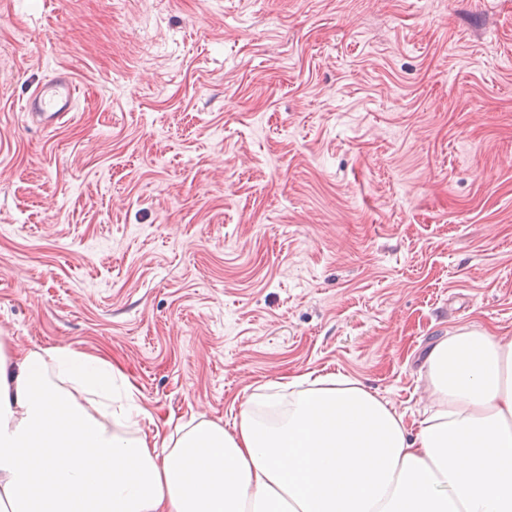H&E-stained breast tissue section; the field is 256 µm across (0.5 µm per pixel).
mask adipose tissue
<instances>
[{"mask_svg":"<svg viewBox=\"0 0 512 512\" xmlns=\"http://www.w3.org/2000/svg\"><path fill=\"white\" fill-rule=\"evenodd\" d=\"M424 367L410 422L303 373L276 417L254 394L170 431L106 358L0 336V512H512V340L463 326Z\"/></svg>","mask_w":512,"mask_h":512,"instance_id":"adipose-tissue-1","label":"adipose tissue"}]
</instances>
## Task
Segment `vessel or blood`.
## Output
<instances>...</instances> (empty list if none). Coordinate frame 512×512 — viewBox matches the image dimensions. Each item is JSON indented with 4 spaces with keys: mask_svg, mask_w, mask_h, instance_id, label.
Here are the masks:
<instances>
[{
    "mask_svg": "<svg viewBox=\"0 0 512 512\" xmlns=\"http://www.w3.org/2000/svg\"><path fill=\"white\" fill-rule=\"evenodd\" d=\"M76 86L69 74L60 73L37 86L29 95L25 111L42 127L54 128L69 120L74 109Z\"/></svg>",
    "mask_w": 512,
    "mask_h": 512,
    "instance_id": "1",
    "label": "vessel or blood"
}]
</instances>
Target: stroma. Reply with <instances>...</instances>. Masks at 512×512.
I'll use <instances>...</instances> for the list:
<instances>
[{"label": "stroma", "instance_id": "35a3bbf8", "mask_svg": "<svg viewBox=\"0 0 512 512\" xmlns=\"http://www.w3.org/2000/svg\"><path fill=\"white\" fill-rule=\"evenodd\" d=\"M460 326L512 339V0H0V336L164 420L306 372L413 420ZM76 86L68 73H59L37 86L24 105L29 119L44 128L57 127L70 119Z\"/></svg>", "mask_w": 512, "mask_h": 512}]
</instances>
